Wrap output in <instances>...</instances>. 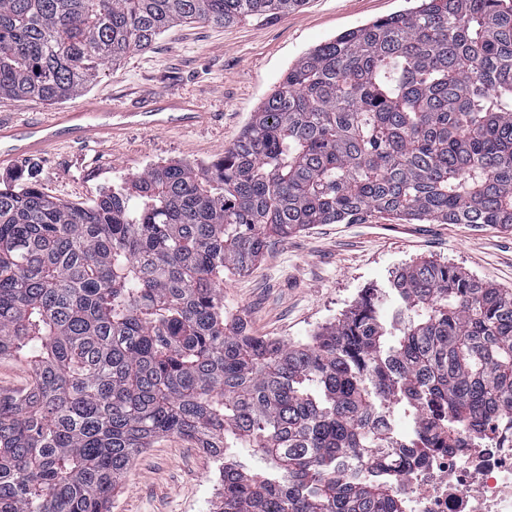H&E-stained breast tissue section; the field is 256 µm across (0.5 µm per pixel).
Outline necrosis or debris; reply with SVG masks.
I'll return each instance as SVG.
<instances>
[{
    "label": "necrosis or debris",
    "mask_w": 512,
    "mask_h": 512,
    "mask_svg": "<svg viewBox=\"0 0 512 512\" xmlns=\"http://www.w3.org/2000/svg\"><path fill=\"white\" fill-rule=\"evenodd\" d=\"M461 448H436L403 476L406 512H512V425L463 432Z\"/></svg>",
    "instance_id": "4bbe7bcc"
}]
</instances>
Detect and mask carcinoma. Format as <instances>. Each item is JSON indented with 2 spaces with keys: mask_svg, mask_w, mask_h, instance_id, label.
Wrapping results in <instances>:
<instances>
[{
  "mask_svg": "<svg viewBox=\"0 0 512 512\" xmlns=\"http://www.w3.org/2000/svg\"><path fill=\"white\" fill-rule=\"evenodd\" d=\"M302 2L0 0V102L65 99L179 22ZM375 213L512 230V0H418L317 45L207 166L86 206L0 188V360L31 371L0 392V512H110L170 434L221 462L213 512H405L416 458L512 417V289L421 259L306 343L224 311L269 239Z\"/></svg>",
  "mask_w": 512,
  "mask_h": 512,
  "instance_id": "cac0c4a2",
  "label": "carcinoma"
}]
</instances>
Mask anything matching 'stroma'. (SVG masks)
<instances>
[{
  "mask_svg": "<svg viewBox=\"0 0 512 512\" xmlns=\"http://www.w3.org/2000/svg\"><path fill=\"white\" fill-rule=\"evenodd\" d=\"M407 0H305L288 14L248 16L230 25L180 23L150 49L103 67L92 84L62 101L0 103V115L31 120L94 98L127 106L150 94L196 100L202 125L164 133L132 129L108 142L61 146L11 168L0 184L33 175L46 195L89 205L99 192L155 163H207L223 157L289 65L313 47L378 18L407 9ZM422 258L455 265L512 289V231L494 226L405 224L383 214L362 224H316L269 242L262 259L224 281V306L257 336L308 342L336 321L372 284ZM214 460L176 435L155 440L116 489L110 512H210L219 485Z\"/></svg>",
  "mask_w": 512,
  "mask_h": 512,
  "instance_id": "stroma-1",
  "label": "stroma"
}]
</instances>
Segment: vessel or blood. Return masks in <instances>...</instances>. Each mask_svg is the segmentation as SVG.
I'll use <instances>...</instances> for the list:
<instances>
[{
    "label": "vessel or blood",
    "instance_id": "vessel-or-blood-1",
    "mask_svg": "<svg viewBox=\"0 0 512 512\" xmlns=\"http://www.w3.org/2000/svg\"><path fill=\"white\" fill-rule=\"evenodd\" d=\"M203 115L190 97L152 95L135 105L118 108L90 100L52 113L44 120L18 123L0 118V167L13 166L63 144L87 139L103 142L129 129L167 131L192 127L200 123Z\"/></svg>",
    "mask_w": 512,
    "mask_h": 512
}]
</instances>
